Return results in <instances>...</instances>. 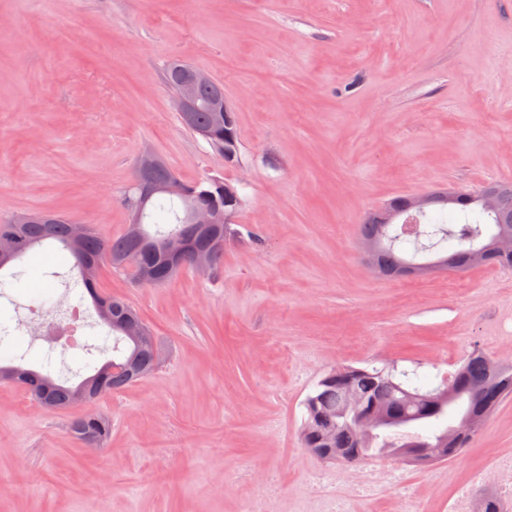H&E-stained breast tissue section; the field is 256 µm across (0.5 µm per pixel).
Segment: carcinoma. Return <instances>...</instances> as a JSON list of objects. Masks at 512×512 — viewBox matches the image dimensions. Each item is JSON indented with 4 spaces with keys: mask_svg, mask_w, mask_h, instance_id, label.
<instances>
[{
    "mask_svg": "<svg viewBox=\"0 0 512 512\" xmlns=\"http://www.w3.org/2000/svg\"><path fill=\"white\" fill-rule=\"evenodd\" d=\"M197 122L207 128L208 144L224 148V124L214 121V113H197ZM176 194L157 201L152 207L169 220V228L150 232L146 224H130L112 239L103 238L94 225H84L81 237H74V223L63 215L52 213L37 216L25 224L15 219L0 222V242L12 243L14 259L22 258L30 249L46 242L61 245L75 259L78 275L93 299L99 324L112 333V351L117 357L106 362L95 373L78 384L66 386L49 373L12 362L0 363V381L14 382L23 387L30 398L48 412L89 405L96 399L99 380L114 390L151 376L159 367L164 351L138 311L119 297H100L95 286L101 266L127 273L140 285H163L176 278L181 270L169 262L162 249L151 244L172 236H182L188 244L183 268L194 264L195 252L204 251L209 257V273L216 275L224 260V242L234 238L238 229L233 224H186L182 213L187 205H213L224 209V179L206 177L197 182L177 181ZM494 199L495 209L486 210L475 193H461L448 201L434 192L430 209L418 216L412 229L393 230L384 223L385 212L400 215L407 210V197L391 199L383 208L367 216L362 224L361 239L381 240L383 245L375 259L381 271L390 275L403 263H415L418 254L445 246L453 248L464 266L512 267V253L500 254L488 249L482 239L502 228L512 229V183L492 184L480 189ZM439 206L456 211L447 222L432 212ZM429 396L438 388L424 389L411 382L406 371L395 374L393 369L343 366L329 371L318 382L315 391L304 400L305 418L301 445L318 460L327 464L344 461L364 462L365 445L362 430L370 422V413L378 406L389 417L402 424L420 422L425 429L416 432L383 434L377 437L378 448H440L445 462L470 446L473 438L489 419L496 407L512 396V363L495 361L485 352L475 349L464 357L460 366L442 387L448 399L425 408L401 399L398 388ZM357 389L362 395L358 416L349 417L345 408L346 394ZM467 420L472 430L456 438L438 433L436 423L444 418ZM72 431L84 445L107 446L112 435V420L97 412H87L72 423Z\"/></svg>",
    "mask_w": 512,
    "mask_h": 512,
    "instance_id": "carcinoma-1",
    "label": "carcinoma"
}]
</instances>
